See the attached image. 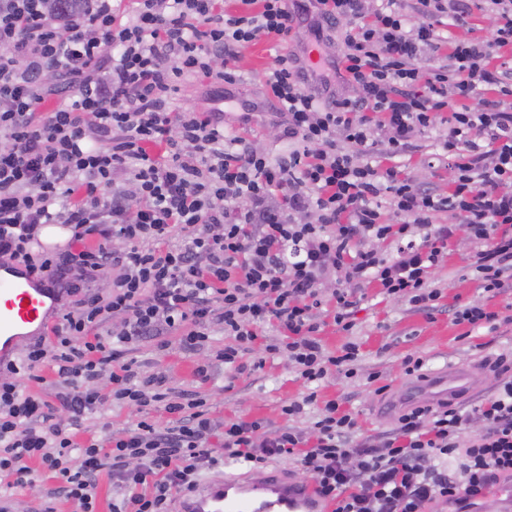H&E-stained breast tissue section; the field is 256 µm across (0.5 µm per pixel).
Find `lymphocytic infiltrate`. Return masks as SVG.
Segmentation results:
<instances>
[{
  "mask_svg": "<svg viewBox=\"0 0 512 512\" xmlns=\"http://www.w3.org/2000/svg\"><path fill=\"white\" fill-rule=\"evenodd\" d=\"M133 2L122 23L112 0H81L77 14L55 17L48 0H0V260L49 278L68 301L20 361L0 364V480L31 483L28 462L37 460L75 512H98L103 472L112 512H172L175 495L226 458L253 470L295 461L333 512L473 505L512 481V370L500 359L502 378L479 404L412 405L395 430L364 441L333 400L309 437L258 419L216 423L203 399L169 396L162 378L142 380L124 359L130 344L178 329L184 349L196 350L217 326L230 340L217 358L232 367L270 325L277 336L265 352L285 356L299 379L353 377L358 346L326 353L323 328L353 329L367 282L432 310L440 293L429 275L457 237L472 247L484 293L512 288V0H481L497 16L494 32L458 40L430 73L416 61L442 40L434 18L463 26L472 0H417L419 21L389 10L366 23L363 0H311L328 27L359 20L332 75L360 95L323 101L330 75L302 87L290 54L276 55L266 86L299 148L275 162L225 136L223 113L174 112L170 98L182 77L210 75L211 58H223L220 77L230 82L239 47L287 41L288 0H239L234 14L216 12L214 0ZM45 70L71 89L46 112L37 80ZM441 118L455 171L447 196L372 162L402 153ZM152 144L164 155H152ZM119 172L132 192L114 190ZM384 193L404 223L383 222L374 201ZM441 210L458 223H433ZM48 224L69 227L79 250L36 251ZM380 241L395 245L394 257ZM107 275L109 293L91 292ZM328 281L336 287L327 300ZM44 367L62 384L51 401L20 385L39 381ZM114 402L136 406L135 428L105 446L77 444L84 415ZM159 406L173 426L153 420ZM219 435L220 458L211 450ZM458 451L464 461L448 472L443 460Z\"/></svg>",
  "mask_w": 512,
  "mask_h": 512,
  "instance_id": "f902f5d3",
  "label": "lymphocytic infiltrate"
}]
</instances>
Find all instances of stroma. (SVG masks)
<instances>
[{
  "label": "stroma",
  "mask_w": 512,
  "mask_h": 512,
  "mask_svg": "<svg viewBox=\"0 0 512 512\" xmlns=\"http://www.w3.org/2000/svg\"><path fill=\"white\" fill-rule=\"evenodd\" d=\"M313 18L302 15L295 23L288 49L297 59L299 69L307 67V47L316 42L312 32ZM356 21L343 18L336 25L330 40L319 43L325 57L336 58L344 47L346 35L354 33ZM279 45L267 39L240 47L236 61L237 79L227 83L215 78L188 76L181 80L174 94L173 111L210 112L217 97L228 96L236 101L235 108L224 112L227 136L241 135L250 146L270 159L286 156L292 149L283 136L277 104L265 86V75L273 63ZM250 113V122H242V113ZM444 125L437 124L416 136L412 145L393 157L392 165L400 167L416 182L431 188L436 194L447 195L454 178L448 157L442 148ZM468 245L454 239L448 253L430 275L431 287L441 296L433 313L415 310L403 299H387L376 284L364 286L351 332L325 326L320 339L326 351L336 352L348 342L357 343L360 358L357 373L348 378L340 373L329 375L317 387L315 404L306 406L302 415L285 417L281 407L285 402L302 399L308 389L299 380L286 358L265 357L262 349L245 355L243 370L237 371L217 361V351L223 349L226 338L220 328H213L205 345L186 351L179 334L167 336L165 348L155 343L132 344L127 356L132 359L142 378L161 377L173 393L203 397L209 415L215 421L261 419L269 428L290 426L311 432L313 423L326 400L336 399L356 421L355 438L378 436L392 431L399 415L389 407L385 396L378 394L387 386L394 395L403 392L410 378L402 367L405 356L413 355L424 361L423 371L430 374L451 364L475 367L481 375L479 392L459 398L462 406H472L486 398L498 385L493 369L498 356L512 360V323L496 330L486 328L465 330L455 325L449 315L456 302L487 305L488 309L512 316V289L490 298L468 265ZM264 358L263 368H254L257 358ZM209 365L207 376H198L196 366ZM139 416L132 408L112 404L86 414L83 420L95 439L107 441L126 429L135 427Z\"/></svg>",
  "instance_id": "stroma-1"
}]
</instances>
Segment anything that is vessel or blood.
Here are the masks:
<instances>
[{
  "label": "vessel or blood",
  "mask_w": 512,
  "mask_h": 512,
  "mask_svg": "<svg viewBox=\"0 0 512 512\" xmlns=\"http://www.w3.org/2000/svg\"><path fill=\"white\" fill-rule=\"evenodd\" d=\"M55 299L19 273H0V338L13 341L21 332L46 329L47 315ZM479 372L452 365L423 376L405 388L399 404L422 398L431 402L452 401L479 389ZM331 506L314 486L272 473L255 480L229 474L211 477L191 493L176 500L173 512H330Z\"/></svg>",
  "instance_id": "obj_1"
}]
</instances>
